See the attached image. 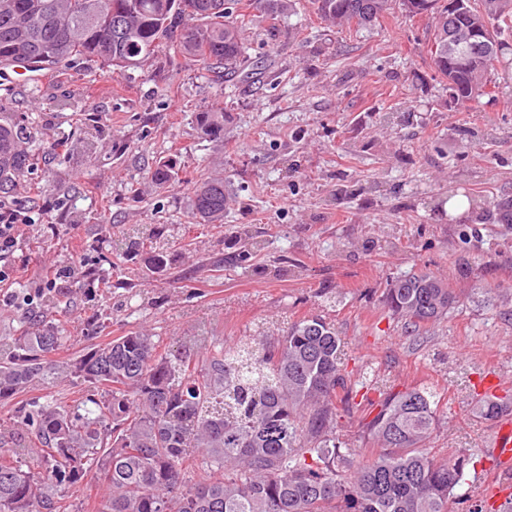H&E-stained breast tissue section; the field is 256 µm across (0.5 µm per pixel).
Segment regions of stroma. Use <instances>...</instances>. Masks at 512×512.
<instances>
[{
  "label": "stroma",
  "instance_id": "35a3bbf8",
  "mask_svg": "<svg viewBox=\"0 0 512 512\" xmlns=\"http://www.w3.org/2000/svg\"><path fill=\"white\" fill-rule=\"evenodd\" d=\"M250 15L251 79L184 58L156 75L84 62L29 81L0 73V118L25 120L35 155L4 201L20 228L0 262V336L49 308L69 338L65 361L131 331L175 353L202 326L230 346L262 322L325 318L352 382L436 392L429 448L471 456L466 498L452 506L467 512L489 480L512 483V467L487 451L495 424L471 409L494 378L512 395V224L498 219L512 206V53L491 75L492 96L461 106L433 68L427 17L397 10L337 26L311 0ZM221 110L223 140L202 138L196 114ZM167 158L224 179L223 223L194 222L185 182H151ZM454 196L471 210L452 215ZM135 226L162 230L166 265L129 245ZM421 268L463 301L410 335L381 296ZM83 395L66 381L0 401V434L20 407Z\"/></svg>",
  "mask_w": 512,
  "mask_h": 512
}]
</instances>
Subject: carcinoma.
<instances>
[{"label":"carcinoma","instance_id":"cac0c4a2","mask_svg":"<svg viewBox=\"0 0 512 512\" xmlns=\"http://www.w3.org/2000/svg\"><path fill=\"white\" fill-rule=\"evenodd\" d=\"M313 0L325 21L371 24L400 4L432 19L431 58L455 98L489 94L488 78L512 48V0ZM242 0H0V67L15 61L52 69L99 62L114 71L161 68L189 56L205 70L246 71ZM485 27L492 41L464 56L444 51L448 29ZM199 133L224 138V113L199 112ZM31 134L0 123V194L31 167ZM157 163L161 186L179 177ZM192 213L224 221L222 179L192 181ZM460 295L420 269L386 288L383 303L417 332L446 318ZM69 337L42 317L0 337V400L29 386L77 378L91 387L69 407L18 412L26 436L0 448V512H73L70 486L105 487L100 512H450L469 459L439 461L428 448L438 401L428 388L394 392L370 385L364 428L379 450L356 461L336 445V425L354 400L341 339L320 317L296 320L271 343L234 347L192 337L195 356L163 355L134 331L69 362L54 356ZM476 417L495 421L512 401L472 398Z\"/></svg>","mask_w":512,"mask_h":512}]
</instances>
